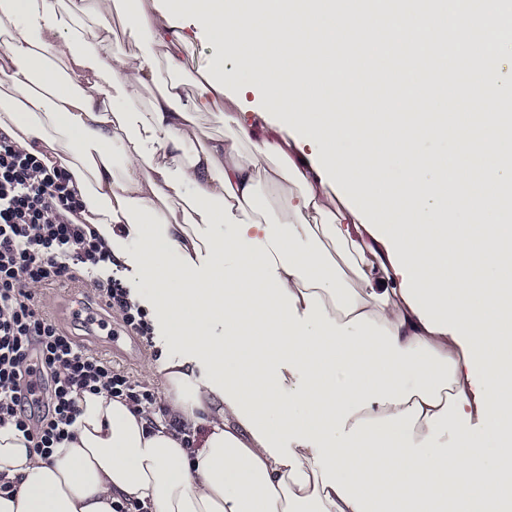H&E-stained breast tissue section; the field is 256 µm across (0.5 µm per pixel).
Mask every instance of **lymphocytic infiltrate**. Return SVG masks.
Returning <instances> with one entry per match:
<instances>
[{
    "label": "lymphocytic infiltrate",
    "instance_id": "obj_1",
    "mask_svg": "<svg viewBox=\"0 0 512 512\" xmlns=\"http://www.w3.org/2000/svg\"><path fill=\"white\" fill-rule=\"evenodd\" d=\"M83 211L68 172L0 136V427L23 432L45 459L73 436L76 393L104 391L136 406L155 402L43 310L40 290L83 272L128 331L152 333L146 310L112 276V254Z\"/></svg>",
    "mask_w": 512,
    "mask_h": 512
}]
</instances>
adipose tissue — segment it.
Masks as SVG:
<instances>
[{
	"label": "adipose tissue",
	"instance_id": "1",
	"mask_svg": "<svg viewBox=\"0 0 512 512\" xmlns=\"http://www.w3.org/2000/svg\"><path fill=\"white\" fill-rule=\"evenodd\" d=\"M171 3L172 42L131 0L130 55L113 0H0V135L72 175L183 352L162 412L82 392L50 459L0 428V512H512V141L476 123L512 102V0ZM203 105L233 134L189 154ZM111 39L113 46H116L124 52L131 54L140 53L148 43L147 37H144L142 41L138 43L131 41L127 34L124 32V28L117 17L112 20ZM180 56L191 58L187 71L182 74L184 85L183 91L188 96L195 94V80L200 78V72L210 71L215 74L220 72L224 63L223 50L213 42L197 40L190 50L183 52Z\"/></svg>",
	"mask_w": 512,
	"mask_h": 512
}]
</instances>
